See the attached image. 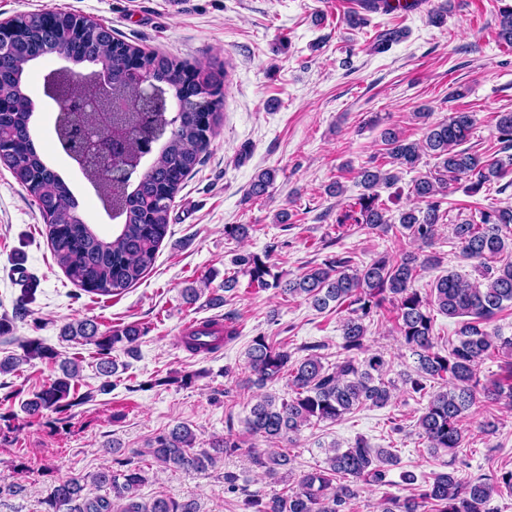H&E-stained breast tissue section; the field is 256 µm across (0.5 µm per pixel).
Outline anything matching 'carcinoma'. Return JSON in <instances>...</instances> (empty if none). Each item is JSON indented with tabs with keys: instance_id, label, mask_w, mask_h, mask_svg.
I'll return each mask as SVG.
<instances>
[{
	"instance_id": "carcinoma-1",
	"label": "carcinoma",
	"mask_w": 512,
	"mask_h": 512,
	"mask_svg": "<svg viewBox=\"0 0 512 512\" xmlns=\"http://www.w3.org/2000/svg\"><path fill=\"white\" fill-rule=\"evenodd\" d=\"M76 15L57 11L52 19L41 12L22 13L15 23L26 33L24 44L0 56L12 58L9 69H0V162L34 198L47 224L51 248L71 282L87 293L117 295L138 283L153 267L159 246L167 235L174 198L210 144L218 113L203 112L206 95L221 83L211 68L200 63L176 62L140 49L112 34V28L97 23L101 34L90 43L74 37ZM402 37L400 30H386L371 42L375 53L386 52ZM498 39L512 47V5L499 10ZM79 53L78 63L86 72L61 70L56 75L62 95L72 94V84L81 90L80 99L98 97V84L91 75L105 64L112 72V99L127 101L134 95L133 69L142 68L155 82L164 85L167 99L175 100L170 111L161 113L156 131L160 134L155 156L138 168L137 181L127 182L126 167L136 156L135 140L113 160L116 178L89 167L82 177L97 191L101 204L112 208V218L120 219L115 236L101 237L89 224L77 217L78 201L67 183L50 168L36 149L31 136L34 103L26 93L24 79L39 55H52L61 46ZM194 70L197 82L188 86L183 69ZM474 126L469 112H455L427 126L424 139L410 141L396 131L381 135L383 153L373 155L358 171L363 192L352 199L348 209L336 219L339 226L395 231L411 243L429 246L443 221L442 205L448 188L462 179L469 181L468 192L477 193L487 183L498 180L512 167V112L498 115L496 129L500 156L486 159L461 148ZM78 127H101V113L94 111L59 112L55 117L57 142ZM115 127L135 135L140 129V113L124 110L116 113ZM426 157L434 165L412 180L411 194L426 204L423 210L410 208L399 213L398 221L388 216L389 209L380 198V189L392 188L400 180L396 169L415 171ZM275 175L265 171L252 182L250 193L265 194ZM479 221L459 219L452 234L460 255L473 262L478 278L470 281L448 272L436 279L425 293L413 287L423 271L437 262L433 254L403 251L392 261L379 256L365 265H357L353 256L338 253L294 280L281 283L272 273L270 256L244 252L236 255L237 271L224 278V291L237 288L238 274L248 277L250 288H279L290 296L302 297L323 311L330 303L346 306L341 322L339 357L335 364H323L319 344L305 345L301 358L259 335L247 350L246 382L264 386L288 376L292 396L277 401L276 396L260 397L251 406L245 420V433L258 439L292 443L302 427L312 422L336 421L365 406L384 407L392 397L393 385L384 381L386 361L366 344L368 323L378 309L389 303L396 310V333L400 342L417 356L415 371L406 374L404 384L421 399H427L418 418L420 436L437 453L456 455L463 441L462 419L482 396L484 401L512 405V336L489 329L490 321L512 307V208L489 207L479 211ZM23 297L15 315L28 314L27 304L34 299L36 281L26 278ZM460 319L457 338L448 347L438 346L430 308ZM144 332L136 324H127L105 332L92 323L80 322L63 331L68 340H82L96 347L99 375L110 377L116 370L112 352L121 347L128 354L137 352ZM237 337L236 329L226 324L217 332L205 323L202 329L183 337L181 346L192 356L219 351ZM22 354L0 359V373L16 369L34 359L53 360L58 353L38 338L20 345ZM491 356L503 358L501 376L487 383L477 376V368ZM77 365L63 366L62 376L44 384L23 409L30 415L45 410L59 413L94 398V391L78 393L74 379ZM446 385L433 389L432 382ZM244 441L227 425L224 436L209 442V448L196 449L195 433L185 424L149 440L145 453L155 462L174 470L207 471L225 456L242 450ZM254 465L275 483L288 482L292 459L285 448L262 449L249 446ZM325 466L313 467L299 475L296 487L264 501L250 497L245 512H346L359 497L363 486H388L390 467L397 465L396 455L388 448H372L359 438L342 448L332 444L325 450ZM403 482L416 486L409 498L390 496L383 512H494L493 494L505 487L512 491V469L462 481L452 469L435 474L417 484L410 471L400 475ZM92 482L105 494H83L79 478L61 479L50 487L47 503L52 512H196L191 501L177 502L158 497L143 501L140 490L146 482L143 471L129 462L117 469H104L92 475Z\"/></svg>"
}]
</instances>
